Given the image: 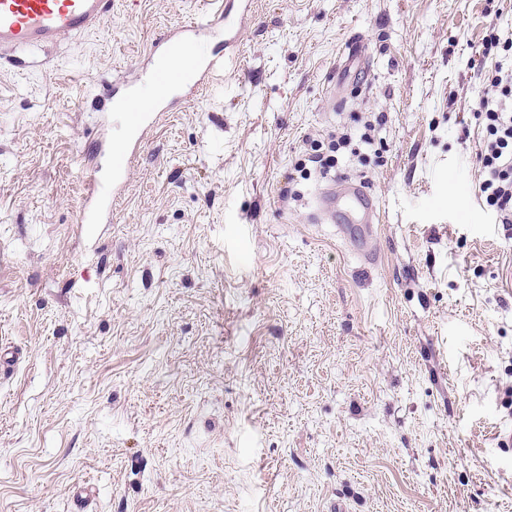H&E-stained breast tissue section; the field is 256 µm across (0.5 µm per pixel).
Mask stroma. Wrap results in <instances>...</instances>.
I'll use <instances>...</instances> for the list:
<instances>
[{"instance_id": "stroma-1", "label": "stroma", "mask_w": 512, "mask_h": 512, "mask_svg": "<svg viewBox=\"0 0 512 512\" xmlns=\"http://www.w3.org/2000/svg\"><path fill=\"white\" fill-rule=\"evenodd\" d=\"M196 0H112L48 69L0 65V512H512V224L478 196L472 116L512 0H255L241 63L159 113L112 221L76 230L97 118ZM365 79L329 89L348 41ZM378 155L301 178L376 117ZM380 202L376 256L329 178ZM373 130L374 125L368 121L361 129L354 133L351 131L338 133L328 144L326 152L322 151L323 145L314 144L311 146V151L313 152L312 157L307 161L318 164L322 169L332 168L338 162V154L347 150L351 146L354 138H359L364 144L371 145L373 143L371 131ZM343 210L342 219L335 224L336 234L349 248L367 255L372 252L377 225L381 222L377 205L361 181L349 177L333 178L313 201L314 214L327 211L336 215L337 202Z\"/></svg>"}]
</instances>
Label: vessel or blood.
<instances>
[{
    "instance_id": "1",
    "label": "vessel or blood",
    "mask_w": 512,
    "mask_h": 512,
    "mask_svg": "<svg viewBox=\"0 0 512 512\" xmlns=\"http://www.w3.org/2000/svg\"><path fill=\"white\" fill-rule=\"evenodd\" d=\"M250 0H201L184 22L157 37L135 62L137 82L122 78L98 83V129L81 165L85 185L79 224H101L111 211V199L122 188L124 172L142 147V133L154 112L193 99L224 74L225 63L240 56L238 22ZM112 12V0H0V51H10L13 63L36 67L39 54L65 35L78 36L99 28ZM368 69L366 43L354 38L329 80L344 83L351 69ZM123 105L127 129L113 139L110 104ZM107 156L111 179L99 173L98 158ZM314 213L341 212L336 234L353 251L369 254L380 222L377 205L364 183L347 177L332 179L313 201Z\"/></svg>"
}]
</instances>
